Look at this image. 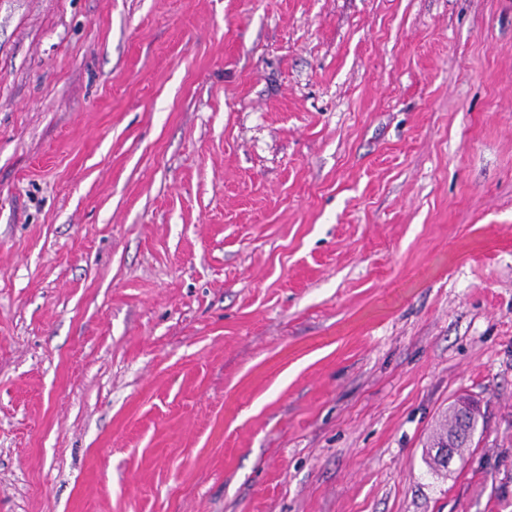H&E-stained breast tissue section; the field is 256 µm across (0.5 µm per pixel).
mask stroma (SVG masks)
<instances>
[{"instance_id":"35a3bbf8","label":"stroma","mask_w":512,"mask_h":512,"mask_svg":"<svg viewBox=\"0 0 512 512\" xmlns=\"http://www.w3.org/2000/svg\"><path fill=\"white\" fill-rule=\"evenodd\" d=\"M0 512H512V0H0ZM459 402L454 403L448 408V424L433 436V448H437L435 455H429L428 458H425V464L434 472L447 470L448 458L457 456L459 460L464 459L463 450L470 446L471 440L468 439L467 436H463L462 438L458 437L455 442L452 443L453 448H448V439L457 435L461 429H463L464 433H469L470 435L474 434L480 421L481 415L475 405L476 413L463 425L457 410V404Z\"/></svg>"}]
</instances>
